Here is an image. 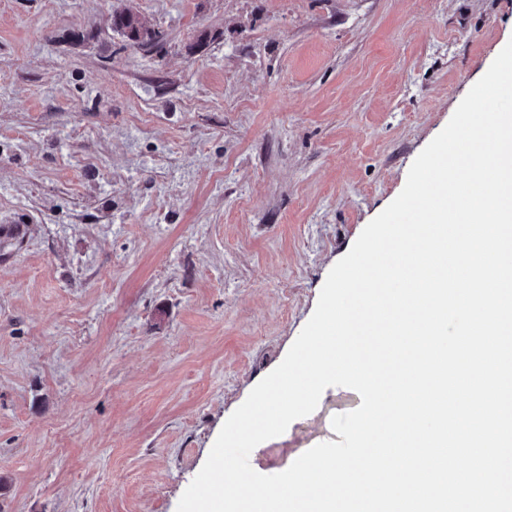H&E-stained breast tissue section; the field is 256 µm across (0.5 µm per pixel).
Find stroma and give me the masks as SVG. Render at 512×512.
<instances>
[{"label": "stroma", "mask_w": 512, "mask_h": 512, "mask_svg": "<svg viewBox=\"0 0 512 512\" xmlns=\"http://www.w3.org/2000/svg\"><path fill=\"white\" fill-rule=\"evenodd\" d=\"M511 40L512 0H0V512H177ZM112 28L121 32L133 44L141 47H153L163 39L159 30L143 29L139 25L138 18L129 11L115 13L112 16Z\"/></svg>", "instance_id": "1"}]
</instances>
